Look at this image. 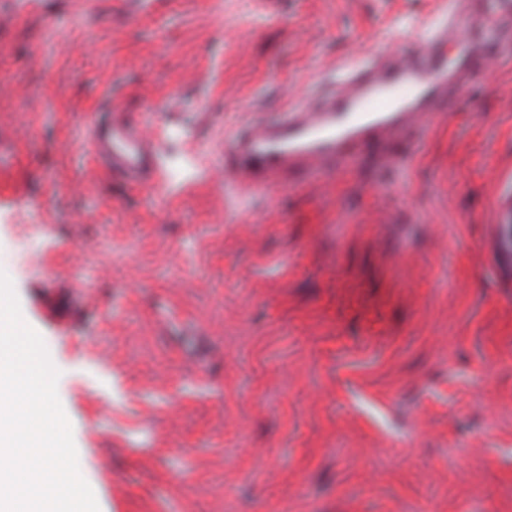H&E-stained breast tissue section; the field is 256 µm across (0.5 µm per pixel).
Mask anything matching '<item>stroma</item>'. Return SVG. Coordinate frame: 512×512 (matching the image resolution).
<instances>
[{"label":"stroma","mask_w":512,"mask_h":512,"mask_svg":"<svg viewBox=\"0 0 512 512\" xmlns=\"http://www.w3.org/2000/svg\"><path fill=\"white\" fill-rule=\"evenodd\" d=\"M432 6L0 0V271L100 512H512V27L483 29L496 69L447 116L319 193L209 175L225 128ZM116 102L156 130L160 190L96 163Z\"/></svg>","instance_id":"1"}]
</instances>
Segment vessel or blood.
Here are the masks:
<instances>
[{"label":"vessel or blood","instance_id":"obj_1","mask_svg":"<svg viewBox=\"0 0 512 512\" xmlns=\"http://www.w3.org/2000/svg\"><path fill=\"white\" fill-rule=\"evenodd\" d=\"M448 19L425 37L390 52L369 55L313 102L289 103L279 118L252 117L225 131L229 176L237 194L287 186L288 175L350 172L361 154L385 140L407 141L447 110L451 93L483 69L485 49L472 42L455 68L440 49L459 26L484 27L475 0H453ZM97 158L126 181H153L160 160L152 135L114 108L110 121L94 125Z\"/></svg>","mask_w":512,"mask_h":512}]
</instances>
